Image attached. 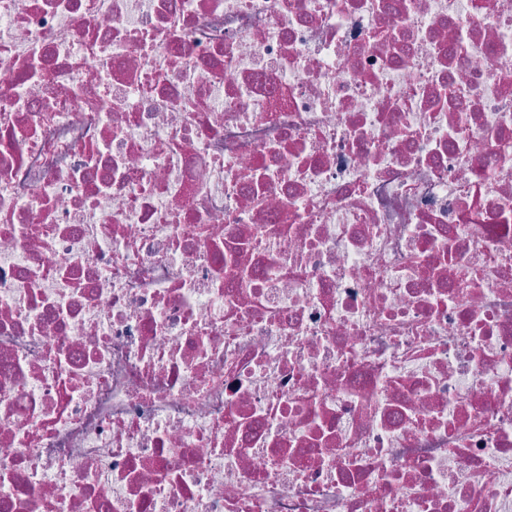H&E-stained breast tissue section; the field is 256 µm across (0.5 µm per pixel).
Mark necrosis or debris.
<instances>
[{
	"mask_svg": "<svg viewBox=\"0 0 512 512\" xmlns=\"http://www.w3.org/2000/svg\"><path fill=\"white\" fill-rule=\"evenodd\" d=\"M0 512H512V0H0Z\"/></svg>",
	"mask_w": 512,
	"mask_h": 512,
	"instance_id": "4bbe7bcc",
	"label": "necrosis or debris"
}]
</instances>
